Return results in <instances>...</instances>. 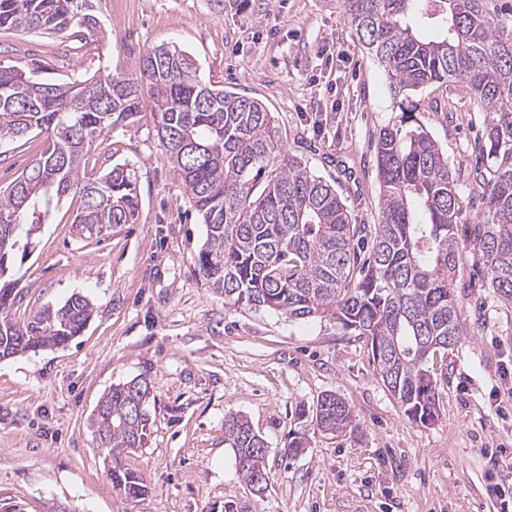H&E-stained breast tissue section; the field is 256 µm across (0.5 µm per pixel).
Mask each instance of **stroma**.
<instances>
[{
    "mask_svg": "<svg viewBox=\"0 0 512 512\" xmlns=\"http://www.w3.org/2000/svg\"><path fill=\"white\" fill-rule=\"evenodd\" d=\"M100 27L66 35L0 29V64L38 62L43 77L134 73L159 45L194 59L200 77L262 101L287 154L334 183L356 224L380 219L371 141L399 110L384 71L339 0H102ZM422 120L447 151L465 199L454 286L465 334L437 354L441 412L410 421L375 375L366 339L314 319L236 310L204 285L195 259L206 228L158 142L150 101L138 123L107 133L87 172L114 165L137 183L139 215L103 241L71 232L64 200L16 262L18 321L81 294L94 316L65 347L0 360V512H502L512 494V305L472 269L481 223L474 166L483 114L459 83L425 90ZM43 135L0 144V187L38 155ZM146 379L142 448L127 455L148 495L114 490L89 426L112 385ZM334 393L354 434L315 433L299 409ZM247 417L267 446L268 488L255 494L224 442V418ZM299 456L281 455L295 433Z\"/></svg>",
    "mask_w": 512,
    "mask_h": 512,
    "instance_id": "35a3bbf8",
    "label": "stroma"
}]
</instances>
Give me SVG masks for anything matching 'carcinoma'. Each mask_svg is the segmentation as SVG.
Listing matches in <instances>:
<instances>
[{"instance_id":"carcinoma-1","label":"carcinoma","mask_w":512,"mask_h":512,"mask_svg":"<svg viewBox=\"0 0 512 512\" xmlns=\"http://www.w3.org/2000/svg\"><path fill=\"white\" fill-rule=\"evenodd\" d=\"M84 0H0V28L65 34ZM358 41L383 68L399 98V120L373 147L380 223H352L336 188L307 163L283 153L275 116L259 100L203 82L183 51L174 60L145 53L134 74L77 82L35 81L0 65V143L45 134L42 153L0 191V359L68 344L80 335L91 301L80 294L20 324L11 317L17 258L67 195L79 197L73 224L101 241L139 210L136 183L115 166L97 178L85 161L114 127H133L141 99L153 103L156 134L193 209L206 227L198 275L224 304L292 319L332 322L370 343L373 369L415 423L440 412L429 361L463 336L453 282L457 224L464 209L448 159L420 119L419 94L436 83L465 84L484 112L478 167L482 223L469 235L478 273L512 304V29L496 24L487 0H342ZM432 24L428 38L420 27ZM149 398L146 381L112 386L91 427L111 465L112 488L148 493L122 455L142 447L148 416L131 414ZM315 431H354L350 407L325 394L312 410ZM237 472L268 487L266 446L242 415L224 419Z\"/></svg>"}]
</instances>
